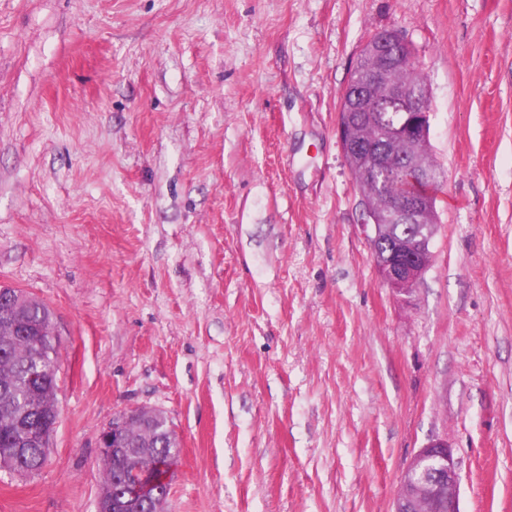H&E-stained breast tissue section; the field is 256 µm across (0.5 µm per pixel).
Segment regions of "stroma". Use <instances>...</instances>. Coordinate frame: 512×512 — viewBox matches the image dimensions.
Returning <instances> with one entry per match:
<instances>
[{"label": "stroma", "mask_w": 512, "mask_h": 512, "mask_svg": "<svg viewBox=\"0 0 512 512\" xmlns=\"http://www.w3.org/2000/svg\"><path fill=\"white\" fill-rule=\"evenodd\" d=\"M381 31L445 174L406 296L336 131ZM1 285L53 313L59 414L0 512H98L137 407L168 512H392L435 439L461 512H512V0H0ZM361 226L370 243L383 283L394 293L409 295L430 266L431 250L424 242V235L418 232L396 241L394 247L383 259L379 258L378 243L381 241L382 224L369 207L365 208ZM162 425L163 429H171V425L163 412L156 409L138 408L123 413L112 421L100 434L99 448L100 460L105 470L104 482L111 486L112 492L123 498L127 497L131 486L138 475L121 470L108 471L118 463L133 464L144 457L146 448L143 440L138 436L145 431H152ZM151 448L148 454L141 460L139 470L146 473V479L153 482L152 491L159 497H143L149 487L137 490L129 498L122 502L113 499L111 489L103 485L99 494L98 512L113 511H138V503L152 502L151 510L140 503L139 512H166V501L170 494L171 484L178 465L180 448L175 440H170L166 435H156L151 438ZM159 466H163L160 469ZM172 467L174 469L172 470ZM164 476V478H162ZM166 500H164V499Z\"/></svg>", "instance_id": "1"}]
</instances>
